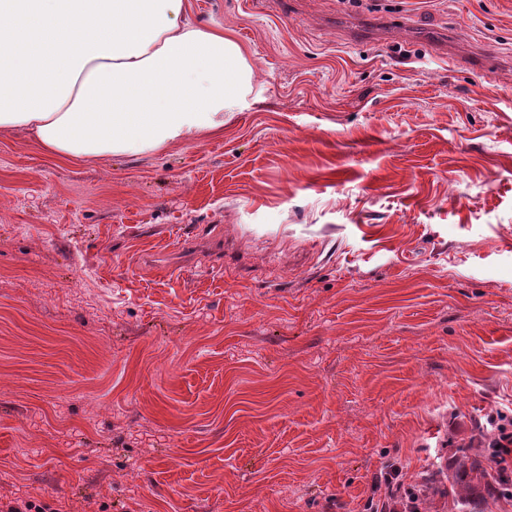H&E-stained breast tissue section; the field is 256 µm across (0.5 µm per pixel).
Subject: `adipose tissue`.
I'll list each match as a JSON object with an SVG mask.
<instances>
[{
    "instance_id": "ef3b65f1",
    "label": "adipose tissue",
    "mask_w": 512,
    "mask_h": 512,
    "mask_svg": "<svg viewBox=\"0 0 512 512\" xmlns=\"http://www.w3.org/2000/svg\"><path fill=\"white\" fill-rule=\"evenodd\" d=\"M187 0H0V129L70 160L146 156L223 130L261 90Z\"/></svg>"
}]
</instances>
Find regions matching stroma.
<instances>
[{
  "instance_id": "1",
  "label": "stroma",
  "mask_w": 512,
  "mask_h": 512,
  "mask_svg": "<svg viewBox=\"0 0 512 512\" xmlns=\"http://www.w3.org/2000/svg\"><path fill=\"white\" fill-rule=\"evenodd\" d=\"M262 86L79 162L0 131V501L419 512L512 423V0H188ZM384 495L371 497L365 504L366 512H416L419 510V494L411 487H405L401 468L391 467L381 475ZM400 508V509H399Z\"/></svg>"
}]
</instances>
